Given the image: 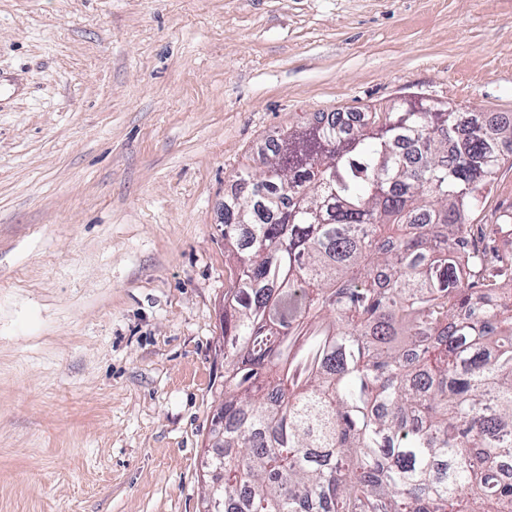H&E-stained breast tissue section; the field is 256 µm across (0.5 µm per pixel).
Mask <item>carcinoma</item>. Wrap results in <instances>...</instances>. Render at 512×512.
Listing matches in <instances>:
<instances>
[{"mask_svg": "<svg viewBox=\"0 0 512 512\" xmlns=\"http://www.w3.org/2000/svg\"><path fill=\"white\" fill-rule=\"evenodd\" d=\"M426 106L291 129L294 184L224 203L220 512H512V216L469 223L512 119Z\"/></svg>", "mask_w": 512, "mask_h": 512, "instance_id": "obj_1", "label": "carcinoma"}]
</instances>
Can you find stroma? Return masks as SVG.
<instances>
[{
  "instance_id": "35a3bbf8",
  "label": "stroma",
  "mask_w": 512,
  "mask_h": 512,
  "mask_svg": "<svg viewBox=\"0 0 512 512\" xmlns=\"http://www.w3.org/2000/svg\"><path fill=\"white\" fill-rule=\"evenodd\" d=\"M0 85V512H200L239 173L324 112L512 116V0H0Z\"/></svg>"
}]
</instances>
